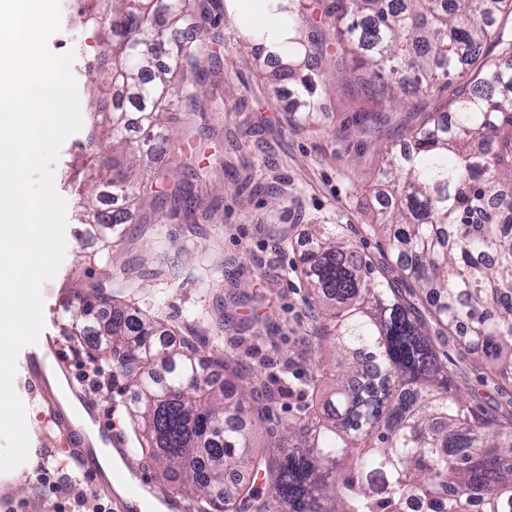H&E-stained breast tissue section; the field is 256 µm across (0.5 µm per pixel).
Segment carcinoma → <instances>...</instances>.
Segmentation results:
<instances>
[{
    "mask_svg": "<svg viewBox=\"0 0 512 512\" xmlns=\"http://www.w3.org/2000/svg\"><path fill=\"white\" fill-rule=\"evenodd\" d=\"M288 18L282 76L297 82L299 123L316 119L329 79L303 74L311 57L336 70V87L354 85L369 133L405 104L407 86L435 100L451 76L470 70L456 97L425 113L411 148L387 151L378 180L397 197L373 215L389 230L400 269L434 298L428 315L462 339L491 378L512 383V196L500 209L487 197L512 188V0H266ZM206 0H88L75 24L111 43L112 71L99 93L112 110L92 115V137L112 154L89 159L88 223L112 254L122 225L141 211L171 169L143 163L150 143L172 139L166 114L199 107L206 73ZM336 28L331 42L326 25ZM188 180L170 183L172 209L195 206ZM112 196V209L98 203ZM305 285L333 321L336 370L313 410L271 423L273 399L256 377L222 359L176 349L175 328L131 296L81 284L73 320L96 325L134 387L128 408L133 453L147 452L166 475L192 469L177 485L199 512H403L406 498H447L446 512H512V412L488 419L451 384L427 323L395 282L335 226L311 238ZM109 321L99 326L101 310ZM273 445L259 448L254 428ZM232 471L263 472L265 493L229 484Z\"/></svg>",
    "mask_w": 512,
    "mask_h": 512,
    "instance_id": "cac0c4a2",
    "label": "carcinoma"
}]
</instances>
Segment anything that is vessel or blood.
<instances>
[{"mask_svg":"<svg viewBox=\"0 0 512 512\" xmlns=\"http://www.w3.org/2000/svg\"><path fill=\"white\" fill-rule=\"evenodd\" d=\"M62 345L61 337L45 335L37 344L28 346L25 352L22 363L24 386L31 403L38 409L32 437L41 447H64L71 472L89 479L94 495L108 499L112 512H123L124 502L114 494L113 488L115 484L125 482V473L117 471L108 477L95 473L90 445L79 434V414L66 412L57 394L41 385L43 362L47 356H59Z\"/></svg>","mask_w":512,"mask_h":512,"instance_id":"b4317fda","label":"vessel or blood"}]
</instances>
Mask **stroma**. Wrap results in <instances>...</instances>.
<instances>
[{
	"label": "stroma",
	"mask_w": 512,
	"mask_h": 512,
	"mask_svg": "<svg viewBox=\"0 0 512 512\" xmlns=\"http://www.w3.org/2000/svg\"><path fill=\"white\" fill-rule=\"evenodd\" d=\"M71 0H61L60 29L49 39L53 52L83 46L73 64L81 110H88L86 60H107L108 46L91 29L73 25ZM202 63L207 72L202 108L178 112L177 145H158L150 166L167 167L175 148L203 171L195 185L194 211H162L156 223L125 225L111 264L95 261L97 237L79 217L80 199L70 184L86 139L77 132L63 143L53 167L57 192L67 202L66 251L53 279L42 287L44 318L56 319L65 344L69 372L78 378L97 375L96 392L118 430L129 431L133 393L117 363L95 359L74 334L68 309L78 284L93 277L120 285L131 281L141 310L162 309L177 330L174 345L206 357L232 358L256 373L258 384L275 396L276 419L294 420L311 407L308 382L324 354L318 349L312 311L304 287L303 239L319 225H341L383 276L394 279L404 298L420 302L411 279H399L386 235L372 227L370 211L392 195L379 184L378 164L387 149L402 150L406 136L430 100L409 97L390 112L379 132L359 131L360 114L346 93L321 101L317 123L300 125L291 112L292 81L284 79L276 60L247 39L237 26L228 0H209ZM437 354L463 395L485 414L512 409V389L498 385L464 360L458 337L429 324ZM49 479L19 484V500L37 498L45 512H72L77 493L58 485L71 473L50 458Z\"/></svg>",
	"instance_id": "1"
}]
</instances>
